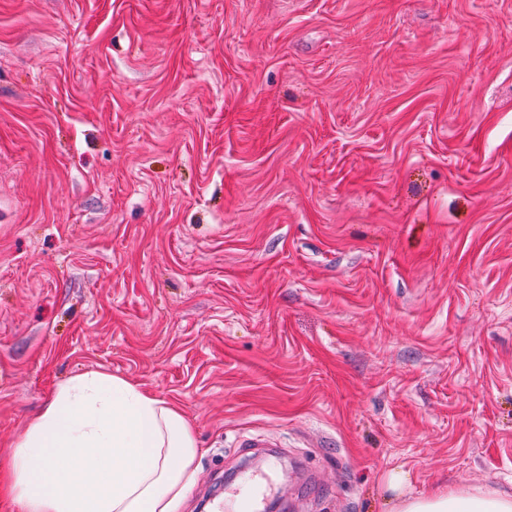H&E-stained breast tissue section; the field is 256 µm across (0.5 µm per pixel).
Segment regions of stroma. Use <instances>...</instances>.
Listing matches in <instances>:
<instances>
[{
    "instance_id": "stroma-1",
    "label": "stroma",
    "mask_w": 512,
    "mask_h": 512,
    "mask_svg": "<svg viewBox=\"0 0 512 512\" xmlns=\"http://www.w3.org/2000/svg\"><path fill=\"white\" fill-rule=\"evenodd\" d=\"M92 370L186 512L512 494V0H0V454Z\"/></svg>"
}]
</instances>
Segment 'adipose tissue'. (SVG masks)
Here are the masks:
<instances>
[{"label":"adipose tissue","instance_id":"ef3b65f1","mask_svg":"<svg viewBox=\"0 0 512 512\" xmlns=\"http://www.w3.org/2000/svg\"><path fill=\"white\" fill-rule=\"evenodd\" d=\"M199 442L168 400L106 371L68 378L13 444L16 512H184ZM393 512H512V494L435 489L403 496L409 475L385 477Z\"/></svg>","mask_w":512,"mask_h":512}]
</instances>
